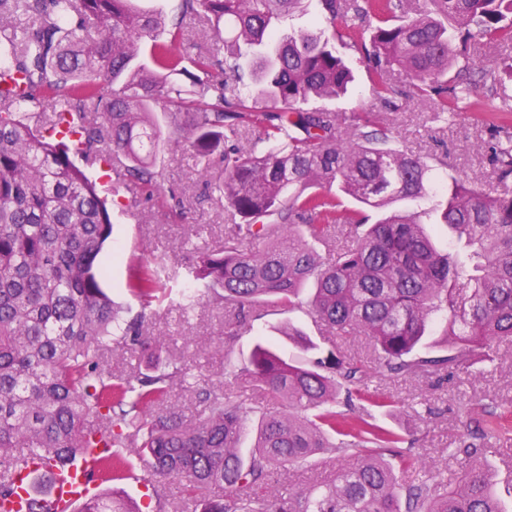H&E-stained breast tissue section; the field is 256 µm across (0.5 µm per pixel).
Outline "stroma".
<instances>
[{
    "label": "stroma",
    "mask_w": 512,
    "mask_h": 512,
    "mask_svg": "<svg viewBox=\"0 0 512 512\" xmlns=\"http://www.w3.org/2000/svg\"><path fill=\"white\" fill-rule=\"evenodd\" d=\"M359 42L340 47L350 64L354 82L349 92L326 101L331 112H371L389 125L415 152L440 155L447 161L446 172L467 177L478 190L497 186V172L492 148L512 133V79L504 67L512 65V44L468 45L460 64L468 65L476 82L472 93L459 104L457 116L448 122L436 121L433 105L420 101L405 73L392 72L395 93L387 100L372 93L369 74L362 63ZM508 103V111H489V104ZM163 172V187L175 191L183 201L182 211L160 206L140 186L132 185L113 197L112 236L107 250L112 264L104 286L118 293L122 302L140 312L139 303L131 302L123 287L129 277V263L141 261L149 266L185 264L193 259V247L215 249L223 245L224 233L233 218L223 203L202 193V177L193 158L186 152L164 146L157 160ZM233 311L210 302H202L193 313L173 305L157 307L148 315L144 333L164 341L163 356L185 363L191 372L212 382L238 386L236 372L247 358L256 338L276 340L287 347L285 337L276 335V327L293 324L324 348L339 346L347 362H369L371 352L363 338L335 340L328 336L310 313L301 310L269 309L264 315L249 319L238 336L225 339L226 326L235 325ZM372 392L391 399L392 411H375L382 426L402 434L407 449L437 466L456 471L455 460L448 455L461 434L480 445L482 461L497 471L500 479L512 480V439L489 435L490 421L512 420V341L500 344L493 364L471 376L447 379L374 376Z\"/></svg>",
    "instance_id": "1"
}]
</instances>
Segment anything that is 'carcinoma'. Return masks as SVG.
<instances>
[{
	"mask_svg": "<svg viewBox=\"0 0 512 512\" xmlns=\"http://www.w3.org/2000/svg\"><path fill=\"white\" fill-rule=\"evenodd\" d=\"M139 2L0 0V83L20 74L25 84L0 86V504L26 458L56 466L110 448L112 467L137 460L178 482L194 512H504L475 445L452 450L460 470L445 477L367 420L365 387L374 372L440 376L492 363L512 339V141L495 150L500 189L450 177L435 223L452 237L440 248L422 220L429 212L371 223L366 208L428 199L433 164L444 161L392 145L394 132L371 112L305 104L348 91L353 74L335 42L352 34L336 33V17L352 12L375 21L364 47L375 95L394 93L387 74L398 68L439 113L454 114L459 96L448 88L471 85L466 67L448 77L455 41L512 42V0H430L415 16L395 15L394 0H320L323 22L288 31L281 23L302 0H181L174 16ZM188 20L206 25L207 39L179 53ZM53 96L63 107L48 113ZM160 113L201 172L221 173L216 191L239 222L223 247L181 271L134 264L127 291L142 310L174 300L168 282L180 275L192 288L174 300L185 312L203 293L242 324L306 304L325 331L368 340L371 364H347L279 327L294 353L260 338L238 373L264 394L258 401L162 359L142 316L122 317L102 287L106 190L87 170L122 156L123 181L160 192ZM65 124L76 140L62 135ZM250 128L264 148L241 144ZM339 225L346 244L322 254ZM114 347L146 356L145 369L112 375ZM177 379L201 405L193 421L164 407ZM91 414L105 425H88ZM250 415L256 436L244 455ZM310 459L338 462L333 477L269 493L276 470ZM77 512L141 509L105 491Z\"/></svg>",
	"mask_w": 512,
	"mask_h": 512,
	"instance_id": "1",
	"label": "carcinoma"
}]
</instances>
